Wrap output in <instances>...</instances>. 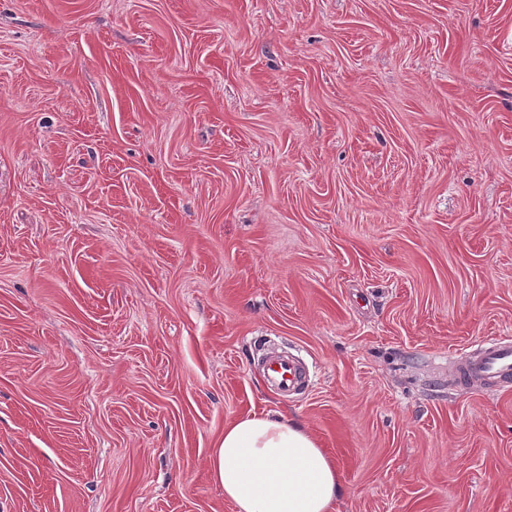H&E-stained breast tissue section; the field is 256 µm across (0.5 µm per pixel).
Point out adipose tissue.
<instances>
[{"label":"adipose tissue","mask_w":512,"mask_h":512,"mask_svg":"<svg viewBox=\"0 0 512 512\" xmlns=\"http://www.w3.org/2000/svg\"><path fill=\"white\" fill-rule=\"evenodd\" d=\"M210 471L236 512H334L343 493L317 438L303 424L266 414L225 427Z\"/></svg>","instance_id":"1"}]
</instances>
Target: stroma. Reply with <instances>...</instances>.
<instances>
[{
  "instance_id": "1",
  "label": "stroma",
  "mask_w": 512,
  "mask_h": 512,
  "mask_svg": "<svg viewBox=\"0 0 512 512\" xmlns=\"http://www.w3.org/2000/svg\"><path fill=\"white\" fill-rule=\"evenodd\" d=\"M504 336L512 0H0V512H234L253 412L337 512H512ZM459 383L473 381H510L512 379V339L485 341L473 353L461 355L455 361ZM267 383L282 395L297 392L305 383V374L301 366L287 356H270L266 364ZM213 481L237 512H334L343 493L335 461L303 425L249 414L224 428Z\"/></svg>"
}]
</instances>
